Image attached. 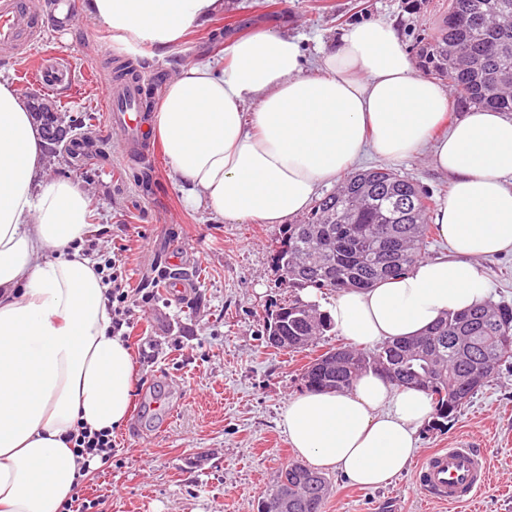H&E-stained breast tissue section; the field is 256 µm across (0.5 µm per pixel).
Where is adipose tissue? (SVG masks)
<instances>
[{"mask_svg":"<svg viewBox=\"0 0 512 512\" xmlns=\"http://www.w3.org/2000/svg\"><path fill=\"white\" fill-rule=\"evenodd\" d=\"M84 15L130 52L166 49L223 12L224 0H83ZM300 37L265 28L231 40L224 61L183 66L153 131L189 200L228 222L281 224L304 213L365 148L394 164L431 148L452 188L432 220L452 259H422L325 313L354 345L415 336L485 304L478 259L512 251V116L450 117L446 87L420 76L393 26H347L304 67ZM44 142L25 100L0 80V512H59L83 460L67 438L129 416L127 344L112 333L110 290L85 255L90 200L72 180L41 179ZM433 411L417 389L369 371L342 391L289 398L280 425L319 470L375 488L415 454Z\"/></svg>","mask_w":512,"mask_h":512,"instance_id":"adipose-tissue-1","label":"adipose tissue"}]
</instances>
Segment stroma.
Listing matches in <instances>:
<instances>
[{"label": "stroma", "mask_w": 512, "mask_h": 512, "mask_svg": "<svg viewBox=\"0 0 512 512\" xmlns=\"http://www.w3.org/2000/svg\"><path fill=\"white\" fill-rule=\"evenodd\" d=\"M448 0H225L223 14L166 50L131 53L74 8L50 23L36 57L63 63L69 85L53 98L62 109L93 116L100 156L64 153L45 162L42 178L73 180L87 193L88 238L102 262H117L131 298L140 300L126 330L134 363V391L126 424L114 430L108 462L97 463L79 490L98 512H258V501L278 468L298 461L279 425L288 398L303 390L301 374L313 358L343 343L338 331L296 352L265 343L268 312L308 289L281 279L271 245L279 224H229L187 202L180 178L163 154L131 165L121 137L108 126L104 85L114 61H130L155 74V99L180 67L200 59L221 61L224 44L264 27L303 37L308 56L335 47L352 23L394 22L411 59L437 34ZM395 171L430 193L447 197L450 182L429 153L396 163ZM180 265H172L170 257ZM491 283L490 300L512 304V252L479 259ZM190 272L187 295L174 300L167 284ZM319 305L334 292L314 293ZM466 437L491 461V479L470 505L445 507L420 492L412 472L377 489L351 485L338 473L325 477L323 512H512V370L464 405L454 421L425 422L417 448L426 453Z\"/></svg>", "instance_id": "35a3bbf8"}]
</instances>
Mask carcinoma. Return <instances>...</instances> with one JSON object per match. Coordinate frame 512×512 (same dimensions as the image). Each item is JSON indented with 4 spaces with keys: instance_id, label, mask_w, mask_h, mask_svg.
<instances>
[{
    "instance_id": "carcinoma-1",
    "label": "carcinoma",
    "mask_w": 512,
    "mask_h": 512,
    "mask_svg": "<svg viewBox=\"0 0 512 512\" xmlns=\"http://www.w3.org/2000/svg\"><path fill=\"white\" fill-rule=\"evenodd\" d=\"M453 15L422 49L424 63L448 74V81L469 103L512 112V0H451ZM54 121L71 124L80 141L95 146L91 118ZM430 197L396 171L374 167L348 176L340 188L319 200L296 224L284 227L273 262L288 282L340 292L368 289L398 276L421 256L431 233ZM332 327L327 316L295 299L268 318L266 335L287 337L278 350L303 349ZM468 336L465 351L452 344ZM512 361V305L486 303L449 314L420 336L387 341L372 349L331 347L302 374L310 389L344 390L367 370L380 371L396 387H414L430 396L434 415L449 419ZM315 483H303L295 464L282 466L258 503L267 512L283 482L298 487L291 512H307L308 501L323 512L328 482L318 471Z\"/></svg>"
}]
</instances>
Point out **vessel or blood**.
Segmentation results:
<instances>
[{"instance_id": "vessel-or-blood-1", "label": "vessel or blood", "mask_w": 512, "mask_h": 512, "mask_svg": "<svg viewBox=\"0 0 512 512\" xmlns=\"http://www.w3.org/2000/svg\"><path fill=\"white\" fill-rule=\"evenodd\" d=\"M41 34V25L31 0H0V44L16 54H25ZM151 87L147 76L112 79L105 88L108 122L123 136L128 162L140 165L156 153L144 132L146 114L141 108ZM490 468L486 455L466 438L455 447L437 448L422 455L414 482L431 500L450 505L469 503L487 484Z\"/></svg>"}]
</instances>
